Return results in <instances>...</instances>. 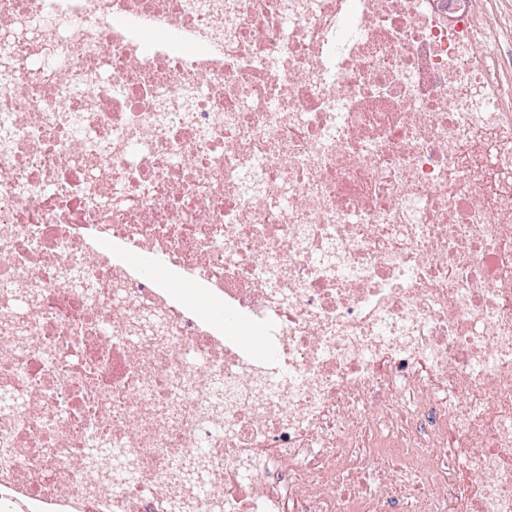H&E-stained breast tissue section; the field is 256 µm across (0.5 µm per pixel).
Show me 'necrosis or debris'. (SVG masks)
<instances>
[{
  "instance_id": "necrosis-or-debris-1",
  "label": "necrosis or debris",
  "mask_w": 512,
  "mask_h": 512,
  "mask_svg": "<svg viewBox=\"0 0 512 512\" xmlns=\"http://www.w3.org/2000/svg\"><path fill=\"white\" fill-rule=\"evenodd\" d=\"M506 25L0 0V512H512Z\"/></svg>"
}]
</instances>
